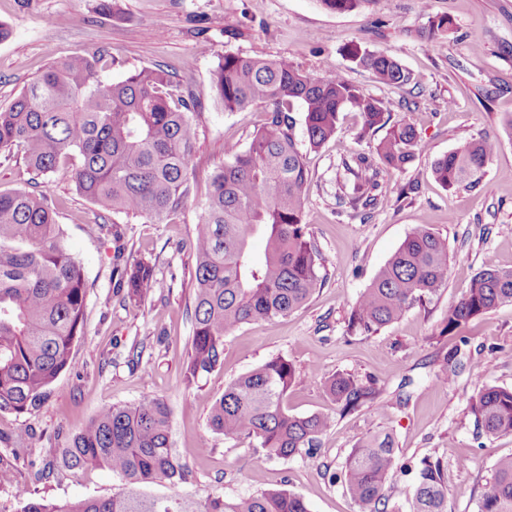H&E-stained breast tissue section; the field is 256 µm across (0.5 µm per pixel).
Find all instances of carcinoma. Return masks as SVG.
I'll list each match as a JSON object with an SVG mask.
<instances>
[{
    "label": "carcinoma",
    "mask_w": 512,
    "mask_h": 512,
    "mask_svg": "<svg viewBox=\"0 0 512 512\" xmlns=\"http://www.w3.org/2000/svg\"><path fill=\"white\" fill-rule=\"evenodd\" d=\"M445 16L428 19L420 36L437 41L448 33ZM354 62L388 85L418 84L392 54L353 45ZM103 54L90 52L57 61L41 72L10 106L0 109V153L19 150L27 168L46 176L70 169L76 191L114 216L162 223L181 210L194 191L191 111L201 102L172 88L159 67H144L105 83L96 72ZM212 90L224 110L270 108L248 145H231L210 178L203 216L190 247L196 257L193 337L184 377L191 384L224 363V337L259 320L285 317L301 308L322 279L320 254L303 224L306 154L294 134L290 112L303 109L306 142L321 148L336 134L339 116L357 112L363 128L385 131L378 160L358 154L343 161L339 199L353 210L383 202L382 171L402 170L420 149L415 129L391 121L388 106L340 76H312L282 59L226 54ZM498 141L480 137L436 159L435 179L448 189L474 187ZM264 237L256 257L249 238ZM448 245L428 224H419L380 268L347 319L349 335L372 336L408 311L438 297L447 285ZM168 284L151 266L123 270L124 297L142 301ZM512 304V269L478 271L461 299L448 306L441 334L468 320ZM86 286L81 263L65 245L48 187L0 193V411L32 414L52 383L73 366L71 349L84 335ZM448 350L442 373L464 367L461 346ZM304 375L282 356L239 376L209 409L211 430L226 438H249L269 457H311L332 417L293 415L283 401ZM327 390L343 412L380 392L350 374L338 373ZM476 438L512 434V389L485 384L469 400ZM171 411L165 399L146 396L98 412L69 438L67 466L104 467L122 481L107 498L56 503L30 498L22 512H311L304 497L284 489L225 498L199 508L184 489L188 464L170 441ZM415 473L409 512H448V486L440 459L400 463L392 437L381 431L358 439L345 459L343 480L356 512H402L392 502L396 472ZM167 482L161 497L141 488ZM476 512H512V454L496 458Z\"/></svg>",
    "instance_id": "1"
}]
</instances>
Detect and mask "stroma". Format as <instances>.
I'll use <instances>...</instances> for the list:
<instances>
[{"mask_svg": "<svg viewBox=\"0 0 512 512\" xmlns=\"http://www.w3.org/2000/svg\"><path fill=\"white\" fill-rule=\"evenodd\" d=\"M448 17L441 42L417 38L429 17ZM11 29L0 42V109L62 57L104 50L99 79L115 82L161 66L174 85L201 101L194 117L197 191L179 214L153 224L140 217L100 214L75 189L66 170L50 182L70 252L83 266L87 304L84 335L73 346L74 368L62 372L43 407L32 414L0 412V512H20L28 498L60 502L112 495L120 486L106 469L60 464L70 435L102 408L149 395L165 397L172 439L192 475L184 489L196 501L266 489L303 496L311 512H355L340 472L367 433L393 435L400 460L442 459L448 512H476L495 459L512 453V435L477 445L468 401L484 384L512 388V305L469 321L462 333L470 364L453 382L436 376L455 340L442 320L482 268H512V0H363L333 12L320 0H0ZM395 55L418 77L416 87L384 85L352 61L348 49ZM227 54L285 59L316 76L340 75L390 105L392 118L412 125L422 150L404 170L382 174L384 205L352 211L336 203V176L353 155L373 154L380 132L365 131L358 113H342L335 137L308 152L303 222L324 266L322 284L285 317L241 325L224 339V364L194 384L183 379L192 339L195 257L189 247L201 219L210 175L228 143L246 145L267 116L260 105L228 112L212 91L213 73ZM499 141L480 186L446 189L433 162L458 143ZM419 224L448 244V285L438 298L363 338L346 336L345 321L379 269ZM153 266L167 288L141 304L124 301L112 277L114 256ZM282 356L306 377L289 389L290 413L331 414L315 458L266 457L248 438L227 439L207 425L208 403L241 374ZM339 373L374 380L384 394L406 386L409 403L378 413L368 403L340 417L326 390Z\"/></svg>", "mask_w": 512, "mask_h": 512, "instance_id": "1", "label": "stroma"}]
</instances>
